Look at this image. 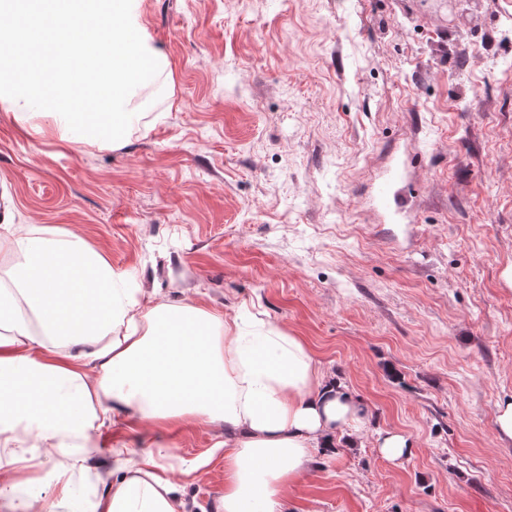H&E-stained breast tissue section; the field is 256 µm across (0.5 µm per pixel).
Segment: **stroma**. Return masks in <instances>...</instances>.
Wrapping results in <instances>:
<instances>
[{
    "instance_id": "35a3bbf8",
    "label": "stroma",
    "mask_w": 512,
    "mask_h": 512,
    "mask_svg": "<svg viewBox=\"0 0 512 512\" xmlns=\"http://www.w3.org/2000/svg\"><path fill=\"white\" fill-rule=\"evenodd\" d=\"M171 71L123 148L0 112V208L78 234L145 298L249 310L364 401L285 512H512V0H143ZM401 178L392 206L378 185ZM409 436L395 464L379 433ZM220 512V424L122 425ZM495 423L499 439L512 442V396L498 401Z\"/></svg>"
}]
</instances>
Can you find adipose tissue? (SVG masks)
<instances>
[{"instance_id":"adipose-tissue-1","label":"adipose tissue","mask_w":512,"mask_h":512,"mask_svg":"<svg viewBox=\"0 0 512 512\" xmlns=\"http://www.w3.org/2000/svg\"><path fill=\"white\" fill-rule=\"evenodd\" d=\"M170 79L142 0H0V110L28 136L121 148L145 124L143 92ZM0 254L14 259L0 273V498L44 454L59 489L14 512H185L155 451L100 447L120 408L145 426L223 425L221 512H284L315 456L353 446L367 418L300 336L256 314L144 307L136 278L69 231L1 223ZM105 452L111 485L73 502L74 474L103 483L91 464Z\"/></svg>"}]
</instances>
